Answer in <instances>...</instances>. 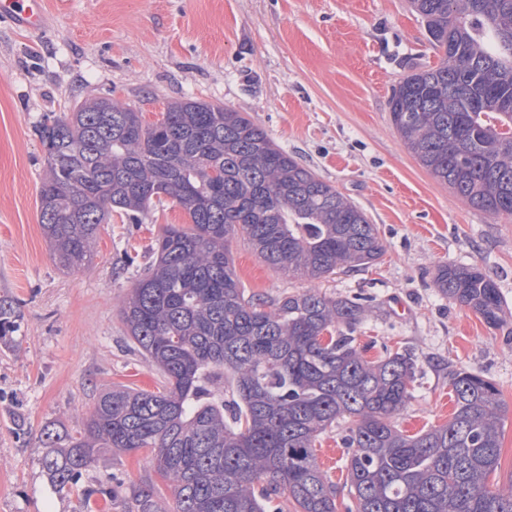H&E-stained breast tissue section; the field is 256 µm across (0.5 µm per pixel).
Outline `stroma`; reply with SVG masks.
<instances>
[{
    "label": "stroma",
    "mask_w": 512,
    "mask_h": 512,
    "mask_svg": "<svg viewBox=\"0 0 512 512\" xmlns=\"http://www.w3.org/2000/svg\"><path fill=\"white\" fill-rule=\"evenodd\" d=\"M38 33L0 14V512H86L85 490L122 483L108 512H138L133 494L158 482L151 454L102 451L77 487L45 475L47 425L82 432L112 386L153 390L160 374L130 340L119 309L154 259L178 204L143 223L113 213L92 261L55 262L41 230L46 174L40 130L78 101L109 97L155 122L168 103H219L244 113L276 145L335 186L376 224L378 264L319 283L332 297L366 299L357 332L366 356L402 347L417 362L414 397L398 418L415 434L451 417L453 371L493 380L503 436L492 482L512 479V216L462 202L402 143L389 114L409 67L436 65L426 26L409 0H44ZM225 248L249 292L277 299L301 278L265 261L242 235ZM474 265L495 281L500 326L442 298L440 266Z\"/></svg>",
    "instance_id": "1"
}]
</instances>
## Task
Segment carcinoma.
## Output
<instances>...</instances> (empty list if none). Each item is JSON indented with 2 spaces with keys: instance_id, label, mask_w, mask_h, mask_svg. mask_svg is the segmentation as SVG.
<instances>
[{
  "instance_id": "carcinoma-1",
  "label": "carcinoma",
  "mask_w": 512,
  "mask_h": 512,
  "mask_svg": "<svg viewBox=\"0 0 512 512\" xmlns=\"http://www.w3.org/2000/svg\"><path fill=\"white\" fill-rule=\"evenodd\" d=\"M411 7L440 62L399 82L391 122L457 196L512 215V0ZM141 117L96 99L46 118L41 131L40 224L62 268L91 259L114 211L138 218L166 196L190 220L163 227L153 269L120 310L162 384L102 393L77 437L44 427L50 481L69 491L101 449H145L172 512H268L273 495L295 512H338L315 448L336 426L347 448L345 512H512V481L488 484L503 428L491 379L451 373L452 417L409 435L396 419L413 398L414 357L386 346L364 356L354 333L365 306L313 287L276 300L249 294L224 249L239 229L277 270L320 280L383 255L366 213L241 112L187 99L151 124ZM435 285L488 325L502 322L496 283L478 267L444 265ZM158 492L138 488L139 512H158Z\"/></svg>"
}]
</instances>
